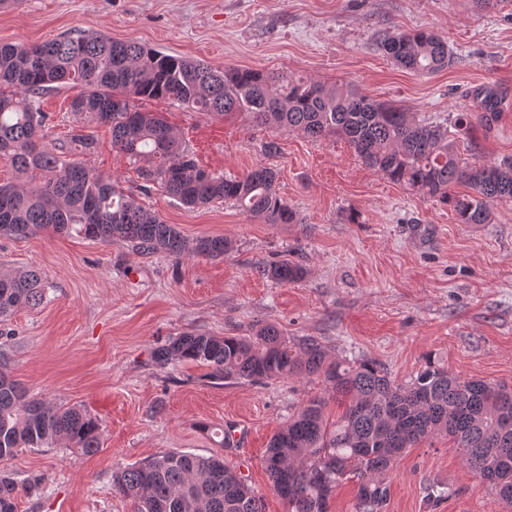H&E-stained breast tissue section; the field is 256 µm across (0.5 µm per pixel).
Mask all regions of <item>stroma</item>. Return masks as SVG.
Listing matches in <instances>:
<instances>
[{"label": "stroma", "mask_w": 512, "mask_h": 512, "mask_svg": "<svg viewBox=\"0 0 512 512\" xmlns=\"http://www.w3.org/2000/svg\"><path fill=\"white\" fill-rule=\"evenodd\" d=\"M418 28L447 37L453 65L417 76L380 50L382 35ZM70 32L217 68L349 85L419 122L479 111L476 94L488 89L501 100L499 116L475 124L460 154L476 165L512 155V0L496 8L475 0H0V44ZM73 95H42L48 140L77 129ZM142 107L163 113L205 169H275L277 193L300 221L266 224L228 203L188 209L158 190L141 194L155 161L113 152L109 126L92 127L97 149L86 164L185 237L221 235L234 248L177 260L74 234L0 237V271L34 269L48 286L42 305L10 318L0 362L34 397L80 405L101 424L95 454L40 448L0 463L19 486L17 512H133L113 472L172 450L223 455L265 512H288L262 458L309 398L326 399L328 418L340 414L330 386L317 377L215 380L208 367L181 361L158 367L155 348L183 332L246 336L270 324L294 342L316 337L328 360L378 362L399 382L431 358L460 377L512 388V202L495 205L491 223L461 224L449 206L386 179L337 135L315 141L164 99ZM277 259L302 265L304 277L270 282L261 268ZM230 427L241 436L225 451L216 433ZM34 478L38 491H27ZM386 480L383 512H512L442 436L407 449ZM433 484L446 491L434 503Z\"/></svg>", "instance_id": "1"}]
</instances>
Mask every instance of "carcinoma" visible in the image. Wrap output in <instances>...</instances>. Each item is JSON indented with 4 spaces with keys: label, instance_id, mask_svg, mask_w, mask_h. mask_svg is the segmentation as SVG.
Returning a JSON list of instances; mask_svg holds the SVG:
<instances>
[{
    "label": "carcinoma",
    "instance_id": "cac0c4a2",
    "mask_svg": "<svg viewBox=\"0 0 512 512\" xmlns=\"http://www.w3.org/2000/svg\"><path fill=\"white\" fill-rule=\"evenodd\" d=\"M380 46L397 65L421 76L453 62L446 37L431 29L391 35ZM56 84L77 90L70 110L82 125L111 127L113 151L158 159L143 174L145 191L154 187L188 208L224 201L265 224L298 223L276 192L273 169L257 166L227 178L202 168L164 118L136 108V99H168L206 114H244L257 126L300 129L315 139L342 135L386 179L448 205L461 224H488L491 204L512 202V157L472 165L456 150L451 136L471 130L468 112L456 113L448 126L419 123L400 107L343 85L285 71L223 70L136 41L75 33L31 45L0 44V160L28 179L24 186L0 184V236L74 231L176 259H217L232 249L222 236L185 238L110 178L68 160L73 146L84 153L96 149L91 134L45 143L47 115L38 98ZM481 106L479 121L497 117L493 95H483ZM457 184L469 192H451ZM262 274L286 284L300 280L304 270L282 259L263 266ZM44 298L37 271L0 273V336L8 335L16 311ZM174 360L205 365L217 380L318 376L332 386L344 405L341 416L327 424L326 400L308 399L273 435L263 456L288 512H327L331 493L348 476L358 484L355 512H380L389 494L386 473L405 449L438 435L453 442L490 493L512 499V389L463 379L431 360L397 383L372 361L330 362L317 339L307 337L295 347L268 325L251 336L182 333L154 352L160 367ZM59 442L92 454L101 448V425L79 406L48 405L31 396L1 370L0 461ZM112 487L137 512H264L260 497L217 456L160 453L114 472ZM16 496L13 479L0 474V512H15Z\"/></svg>",
    "mask_w": 512,
    "mask_h": 512
}]
</instances>
